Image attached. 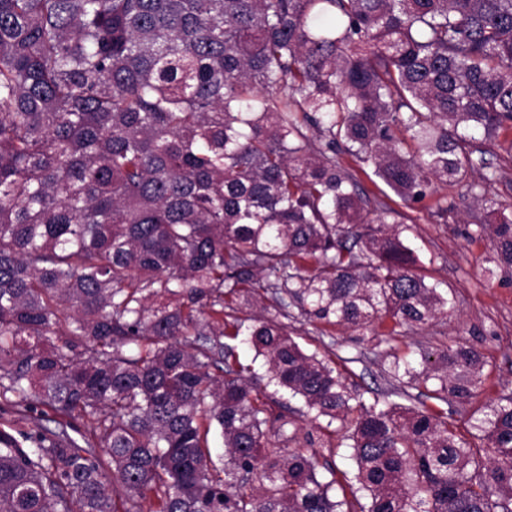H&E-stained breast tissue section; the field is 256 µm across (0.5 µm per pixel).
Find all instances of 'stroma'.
I'll return each instance as SVG.
<instances>
[{
	"label": "stroma",
	"instance_id": "obj_1",
	"mask_svg": "<svg viewBox=\"0 0 512 512\" xmlns=\"http://www.w3.org/2000/svg\"><path fill=\"white\" fill-rule=\"evenodd\" d=\"M347 166L370 196H386L388 206L396 212V221L408 224V241L417 248L427 275L452 291L455 311L452 316L397 337L391 344L379 341L370 332L337 327L323 336L297 318L291 322L298 331L297 341L306 352H318L330 366L338 368L349 386L364 391L369 404L386 400L394 388L395 381L389 375L392 349L415 355L419 350L439 348L455 340L474 346L485 360L484 389L460 405L454 416L457 433L470 438L474 418L482 416L499 396L512 392V270L487 279L484 269L493 258L491 243L488 238L473 235L478 225L487 223V211L472 196L455 191L435 194L410 208L399 197L386 195L385 185L355 161H348ZM236 350L241 362L251 366L254 386L268 402L300 409L293 424L298 437L314 432L309 416L302 412L303 401L271 381L264 358L242 343ZM313 450L321 477L354 468L340 434H322Z\"/></svg>",
	"mask_w": 512,
	"mask_h": 512
}]
</instances>
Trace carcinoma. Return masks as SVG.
I'll return each mask as SVG.
<instances>
[{
	"label": "carcinoma",
	"instance_id": "cac0c4a2",
	"mask_svg": "<svg viewBox=\"0 0 512 512\" xmlns=\"http://www.w3.org/2000/svg\"><path fill=\"white\" fill-rule=\"evenodd\" d=\"M512 150V0H0V512H512V394L456 433L483 356H396L420 406L366 405L283 323L394 340L454 312L408 207ZM493 262L512 212L492 201ZM247 342L313 419H352L357 467L270 445L274 413L224 339ZM221 438L224 455L213 457ZM350 487L353 500L336 488ZM270 303L271 302L269 300L264 301L255 298H252L248 303L241 299L238 300L237 303L232 304V306L235 308L234 312L229 309H226V311L242 320L244 322V326H250L254 323L252 320L254 317L260 314H265L263 307L269 306Z\"/></svg>",
	"mask_w": 512,
	"mask_h": 512
}]
</instances>
